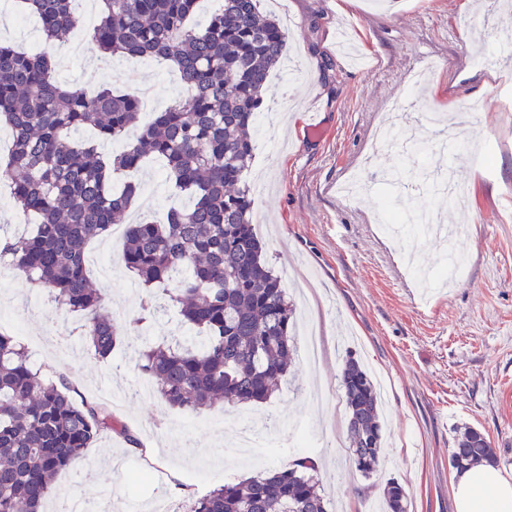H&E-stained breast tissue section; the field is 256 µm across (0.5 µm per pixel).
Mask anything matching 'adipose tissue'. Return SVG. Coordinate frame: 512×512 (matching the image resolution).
<instances>
[{
	"label": "adipose tissue",
	"mask_w": 512,
	"mask_h": 512,
	"mask_svg": "<svg viewBox=\"0 0 512 512\" xmlns=\"http://www.w3.org/2000/svg\"><path fill=\"white\" fill-rule=\"evenodd\" d=\"M457 512H512V481L490 463L456 471Z\"/></svg>",
	"instance_id": "adipose-tissue-1"
}]
</instances>
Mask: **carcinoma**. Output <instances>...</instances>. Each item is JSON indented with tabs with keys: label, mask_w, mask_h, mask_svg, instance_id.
Instances as JSON below:
<instances>
[{
	"label": "carcinoma",
	"mask_w": 512,
	"mask_h": 512,
	"mask_svg": "<svg viewBox=\"0 0 512 512\" xmlns=\"http://www.w3.org/2000/svg\"><path fill=\"white\" fill-rule=\"evenodd\" d=\"M28 1L47 43L78 24L71 0ZM100 2L90 41L105 56L172 62L186 96L141 127L136 95L71 91L55 81L46 51L0 42V124L12 137L0 179L11 182L14 202L34 220L21 236L0 228V257L11 256L20 275L82 312L91 348L101 358L112 355L124 333L87 276L85 249L107 236L136 194L135 184L119 189L114 181L147 157L164 158L167 178L192 204L161 221L129 225L121 262L147 290L168 289L181 305L179 327L194 335L145 346L138 367L172 407L199 412L220 401L265 402L296 352L293 308L264 259L246 174L264 91L286 56V32L259 10L260 0H224L202 30L191 25L199 0ZM87 126L102 142L136 135L106 162L93 146L71 141L72 131ZM340 386L352 463L368 479L382 462L380 397L352 354ZM76 395L67 375L45 379L14 339L0 334V512H39L56 493L53 476L104 432L138 444L111 409ZM451 456L455 470L496 460L489 437L471 427L456 433ZM312 467L299 459L225 484L196 499L191 512H329ZM383 504L386 512H408L405 485L388 480Z\"/></svg>",
	"instance_id": "1"
}]
</instances>
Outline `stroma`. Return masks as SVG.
Here are the masks:
<instances>
[{
  "label": "stroma",
  "mask_w": 512,
  "mask_h": 512,
  "mask_svg": "<svg viewBox=\"0 0 512 512\" xmlns=\"http://www.w3.org/2000/svg\"><path fill=\"white\" fill-rule=\"evenodd\" d=\"M22 0H0V39L28 51L42 44L37 17ZM288 21V62L274 72L256 133L248 180L256 232L296 309L297 326L318 341L315 368L297 359L291 383L258 405L197 414L152 397L136 367L137 352L120 347L98 357L82 335L81 315L58 305L0 263V333L13 336L49 379L71 374L87 399L121 393L119 420L138 437L131 446L103 433L56 478L43 507L80 502L84 512H188L193 499L223 485L283 467L299 457L336 512H376L387 479L404 484L410 512H456L448 456L457 428L487 434L497 466L512 480V9L497 0H280ZM63 84L96 89L97 73L120 69L118 87L153 85L160 107L182 95L170 62L137 67L127 58L77 55L71 42L51 53ZM430 69L422 83L415 76ZM414 100L423 113L452 114L446 125L451 160L426 150L428 167L444 165L462 186L465 210L415 180L378 178L352 203L338 188L362 167L371 141L395 103ZM462 101L475 109L455 116ZM325 129L317 141L307 128ZM141 188L127 223L165 216L186 204L162 163L134 174ZM425 209L447 218L456 236L416 239L413 249L435 263L462 255L454 284L423 288L383 225L392 209ZM122 238L86 247L93 283L108 309L133 317L145 293L122 268ZM381 377L384 465L370 479L354 473L339 375L347 354Z\"/></svg>",
  "instance_id": "1"
}]
</instances>
